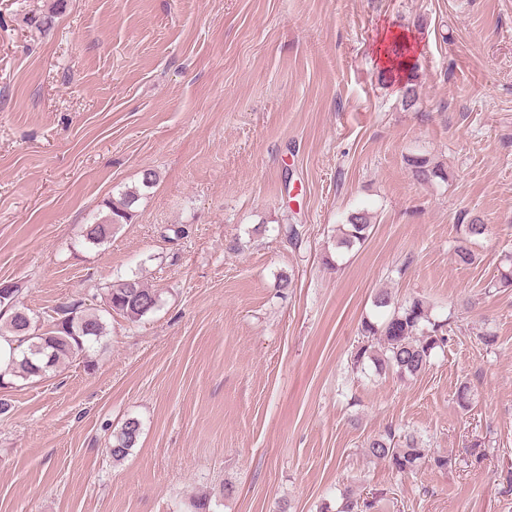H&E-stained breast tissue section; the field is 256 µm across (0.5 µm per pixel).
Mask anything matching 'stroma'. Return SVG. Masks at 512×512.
Segmentation results:
<instances>
[{"label":"stroma","instance_id":"stroma-1","mask_svg":"<svg viewBox=\"0 0 512 512\" xmlns=\"http://www.w3.org/2000/svg\"><path fill=\"white\" fill-rule=\"evenodd\" d=\"M52 3L0 0V282L42 322L132 275L161 303L113 317L88 362L0 387V512H337L346 489L370 512H512V288L486 290L512 253V0H67L27 26ZM387 28L415 36L409 109ZM414 155L447 181L417 182ZM146 169L132 222L83 246ZM361 205L368 240L337 250ZM464 212L489 227L468 267ZM383 289L454 319L422 374L352 368ZM390 428L447 468L368 457ZM141 434V423L138 419H127L117 432H113L107 452L113 461H122L136 445Z\"/></svg>","mask_w":512,"mask_h":512}]
</instances>
